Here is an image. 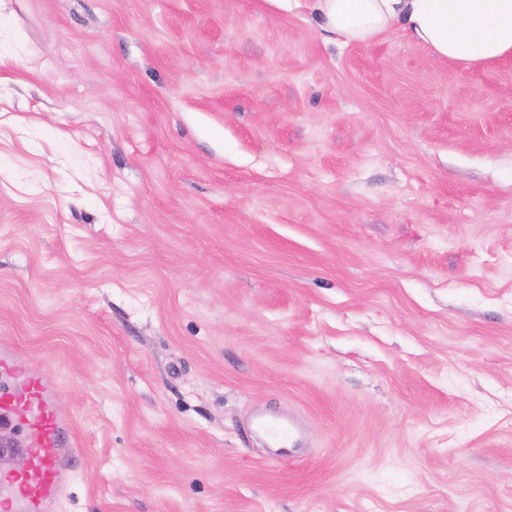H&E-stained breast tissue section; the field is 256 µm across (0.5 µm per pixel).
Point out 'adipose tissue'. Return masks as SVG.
<instances>
[{"label": "adipose tissue", "instance_id": "adipose-tissue-1", "mask_svg": "<svg viewBox=\"0 0 512 512\" xmlns=\"http://www.w3.org/2000/svg\"><path fill=\"white\" fill-rule=\"evenodd\" d=\"M303 8L329 41L347 46L388 31L467 71L512 57V0H282Z\"/></svg>", "mask_w": 512, "mask_h": 512}]
</instances>
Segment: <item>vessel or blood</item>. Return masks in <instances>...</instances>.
<instances>
[{"label": "vessel or blood", "mask_w": 512, "mask_h": 512, "mask_svg": "<svg viewBox=\"0 0 512 512\" xmlns=\"http://www.w3.org/2000/svg\"><path fill=\"white\" fill-rule=\"evenodd\" d=\"M0 371L24 388L20 395L0 391V423L23 432L26 450L35 456L33 473L0 474V512H46L67 489L81 454L38 371L5 344L0 345Z\"/></svg>", "instance_id": "1"}]
</instances>
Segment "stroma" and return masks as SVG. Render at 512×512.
Instances as JSON below:
<instances>
[{"mask_svg": "<svg viewBox=\"0 0 512 512\" xmlns=\"http://www.w3.org/2000/svg\"><path fill=\"white\" fill-rule=\"evenodd\" d=\"M1 342L85 453L48 512H512V57L0 0Z\"/></svg>", "mask_w": 512, "mask_h": 512, "instance_id": "stroma-1", "label": "stroma"}]
</instances>
